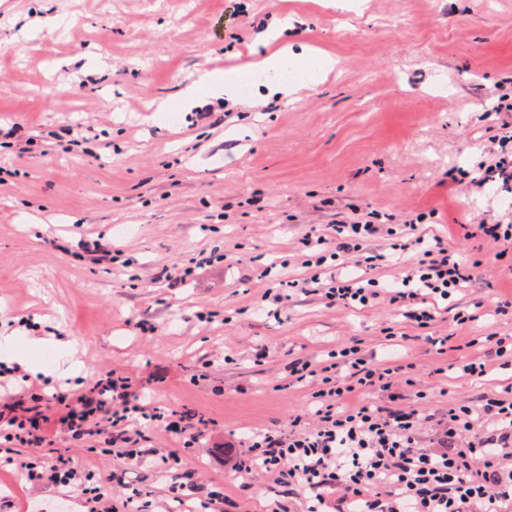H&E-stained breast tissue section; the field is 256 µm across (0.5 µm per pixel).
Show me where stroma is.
Instances as JSON below:
<instances>
[{"mask_svg": "<svg viewBox=\"0 0 512 512\" xmlns=\"http://www.w3.org/2000/svg\"><path fill=\"white\" fill-rule=\"evenodd\" d=\"M48 16L65 26L23 37ZM276 19L292 35L270 38ZM288 43L335 64L312 81L307 60L291 61L288 97L204 96L195 115L158 119L198 72ZM510 86L512 0H0V127L29 142L18 158L0 139V324L26 317L74 343L85 368L70 389L112 369L149 380L157 405L213 419L242 446L306 408L310 388L288 383L292 360L355 338L386 361L384 329L413 330L396 309L330 308L302 293L272 315L262 270L299 278L304 233L346 218L420 213L459 242L462 219L512 221L511 182L448 191L449 168L478 177L488 165L485 144L500 132L490 96ZM71 130L80 146L55 150ZM96 239L120 256L83 260ZM201 253L225 262L173 288L153 282ZM510 293L512 278L477 274L461 299L483 301L484 314L464 340L490 324L512 334V315L492 313ZM75 457L99 477L122 472L169 512L153 466ZM191 464L236 495L240 480L210 439ZM86 510L73 489L0 469V512Z\"/></svg>", "mask_w": 512, "mask_h": 512, "instance_id": "stroma-1", "label": "stroma"}]
</instances>
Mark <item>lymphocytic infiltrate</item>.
<instances>
[{
  "label": "lymphocytic infiltrate",
  "instance_id": "lymphocytic-infiltrate-1",
  "mask_svg": "<svg viewBox=\"0 0 512 512\" xmlns=\"http://www.w3.org/2000/svg\"><path fill=\"white\" fill-rule=\"evenodd\" d=\"M381 235L392 237L393 250L402 254L396 276L386 285L376 272L379 256L362 254L366 243ZM303 245L301 266L308 274L296 281L301 291L321 296L332 307L367 309L385 302L404 309L417 331L413 340L440 355L456 350V336L434 337L429 329L441 312L440 302L454 301L483 267L480 253L463 257L457 242L413 222L342 221L323 232H307ZM357 255L364 274H343V260ZM481 347L482 355L455 359L448 371L478 380L495 365L512 369L511 334L488 330ZM289 374L294 382L314 384L310 403L318 425L305 427L298 414L287 428L252 430L246 452L224 459L244 475L242 493H249L252 476L260 473L282 488L309 489L307 512H325L331 505L336 512L349 506L354 512H502V503L512 502V471H500L496 447L512 438V385L475 403L449 399L442 446L429 452L417 444L421 404L429 395L411 359L378 363L352 339L329 349L326 359L291 361ZM146 390L109 371L79 393L38 394L25 387L1 393L0 464L24 471L33 483L79 489L89 512H150L147 493L138 491L120 502L110 483L90 482L74 457L41 458V448L63 434L78 449L98 443L117 449L128 462H152L167 479L170 498L185 499L203 486L186 461L188 451L213 432L215 422L177 409L157 410ZM378 391H411L417 403L386 411L367 400ZM143 420L163 423L169 448L151 449V436L139 426ZM462 437L466 445L456 447ZM22 448L27 451L23 457L18 454ZM327 488L337 490L335 503L325 498Z\"/></svg>",
  "mask_w": 512,
  "mask_h": 512
}]
</instances>
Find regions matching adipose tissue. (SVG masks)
<instances>
[{
    "instance_id": "ef3b65f1",
    "label": "adipose tissue",
    "mask_w": 512,
    "mask_h": 512,
    "mask_svg": "<svg viewBox=\"0 0 512 512\" xmlns=\"http://www.w3.org/2000/svg\"><path fill=\"white\" fill-rule=\"evenodd\" d=\"M204 91L215 97L234 94L232 71H201L195 80L180 90L176 99L179 111H190ZM0 361L25 366L35 374L62 379L78 377L84 368L82 362L72 359L68 343L18 331L0 334Z\"/></svg>"
}]
</instances>
